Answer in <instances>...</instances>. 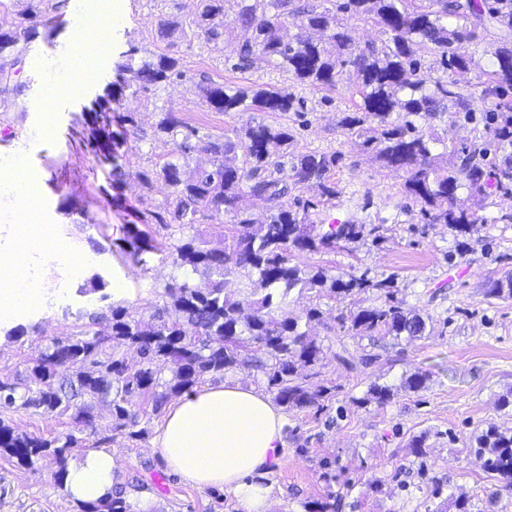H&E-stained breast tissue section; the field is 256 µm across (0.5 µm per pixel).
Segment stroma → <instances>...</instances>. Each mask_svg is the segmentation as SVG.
Returning a JSON list of instances; mask_svg holds the SVG:
<instances>
[{
    "label": "stroma",
    "mask_w": 512,
    "mask_h": 512,
    "mask_svg": "<svg viewBox=\"0 0 512 512\" xmlns=\"http://www.w3.org/2000/svg\"><path fill=\"white\" fill-rule=\"evenodd\" d=\"M107 2L112 11L101 14L100 21L113 27L110 48L82 94L56 103L50 136H38L41 103L50 89L44 71L53 53L69 47L78 0H60L26 46L24 89L8 124L0 123V162L24 161L40 176V224L60 251L94 254L93 263L78 276L61 260H35L36 272L54 288L27 310L0 313V380L23 377L54 339L76 334L81 327L77 312H104L112 306L142 312L163 304L168 284L181 278L173 262L179 238L168 229L149 225L161 244L153 252L131 255L124 242L128 225L138 223L144 204H162L167 187L160 182L147 187L134 179L113 185L109 166L87 146L91 129L82 112L115 80V66L129 42L153 54L170 48L185 75L161 90L123 101V108L135 111L139 131L128 135L121 155L142 169L169 153V146L152 136L161 107L203 139L241 125V116L209 109L195 88L201 78L292 89L305 101L302 116L263 112L259 118L293 130L295 151L340 153L334 174L339 194L318 207L316 221L380 228L379 238L367 236L333 251L309 253L301 264L389 281L406 308L430 318L429 333L414 340L344 336L350 354L361 361L356 370L346 369L330 354L315 366L313 382L335 386L336 394L322 407L285 412L281 460L264 479L270 512H306L315 502L329 504L330 512H438L442 507L456 512L447 504L452 493L468 498L470 512H512V486L490 477L482 459L468 450L482 430L512 427V408L499 403L512 391V299L485 294L488 279L512 270V195L494 197L482 211L485 224L463 237L446 225L424 223L400 174L381 168L338 125L341 112L358 99L352 69H345L332 91L297 84L285 70L263 62L234 71L225 65L222 47L189 36L171 48L160 37L159 12L185 17L194 12L196 0ZM97 273L108 284H123V294L105 296L89 289ZM313 306L324 318L311 326L318 337L325 334L324 323L355 308L349 296L316 300L306 293L294 296L289 310L301 316ZM18 325L26 327V334L7 337V330ZM417 371L428 377L425 388L405 390L404 379ZM374 382L391 387L393 395L385 404L366 402ZM9 422L17 432L46 438L73 429L69 416L33 408L11 413ZM161 422L158 415L141 417L140 434L132 437L113 431L109 418L96 420L94 429L84 433L83 447L70 458L79 460L99 448L115 453L117 483L132 512H142L146 498L151 512H241L233 493L197 487L168 470L153 446ZM420 434L427 437L426 454L418 458L408 442ZM57 469L51 455L29 469L0 452V512H76V502L55 480Z\"/></svg>",
    "instance_id": "1"
}]
</instances>
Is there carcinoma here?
<instances>
[{
  "mask_svg": "<svg viewBox=\"0 0 512 512\" xmlns=\"http://www.w3.org/2000/svg\"><path fill=\"white\" fill-rule=\"evenodd\" d=\"M17 0H0V112H11L16 103L6 94H18L23 62L20 44L37 35L34 22L56 8L55 0H23L26 7L11 9ZM237 16L224 20V0H197L194 13L181 16L159 13L162 37L177 39L192 33L210 45L224 47V62L234 70L256 61H275L301 85L333 90L350 66L356 74L361 102L345 112L340 127L363 139L383 168L402 174L407 195L420 205L428 224H446L468 234L486 223L477 210L496 191L512 193V0H337L335 8H320L304 0H238ZM378 26L385 39L357 45L348 21ZM250 32L245 41L233 38L236 26ZM298 32L288 33L289 26ZM502 32L490 68L480 71L473 91L463 92L459 77L478 68L470 47L481 40L487 26ZM142 49L128 42L116 65L118 80L85 108L95 134L89 147L110 175L121 182L134 176L145 186L165 184L169 194L159 209L141 213L143 224H159L180 234L190 232L175 246L174 263L185 279L167 286L166 302L148 314L111 308L109 334L81 330L56 339L43 357L27 368L24 378L0 384V451L32 468L48 453L59 468L55 478L64 484L67 456L79 447L72 433L47 439L19 434L4 419L18 409L34 408L44 414H70L77 427L92 428L101 417L96 402H107L112 430L137 432L139 415L160 414L169 398L192 393L206 379L224 378L242 367H252L265 379L275 401L287 411L315 405L336 390L313 384L298 367H314L323 361L325 348H336L334 357L349 370L341 332L354 336H391L409 340L424 335L425 318L406 309L382 281L353 272L334 275L322 267L302 266V254L333 250L340 243H354L368 233L380 238L379 227L334 224L330 230L312 219L313 210L336 198L338 189L331 172L339 163L337 152L291 150L293 133L248 118L241 126L205 142H196V129L183 124L173 112L159 109L154 139L173 145L171 154L156 169L127 171L119 163V147L128 129H137L136 112L116 119L114 105L128 95L138 98L174 79L183 77L180 60L167 53L141 56ZM432 54L444 76L432 83L420 77L424 54ZM198 94L215 112H299L304 101L294 92L273 86L229 87L202 78ZM447 117L449 125H471L479 136L470 144L447 145L448 130L427 133L414 118ZM120 130H112L114 122ZM442 150H437V146ZM209 156L205 164H191L192 154ZM313 192L296 202L283 199L294 190ZM467 196L461 197L460 191ZM265 204V216L257 219L242 206L244 198ZM224 249L192 233L197 224H224ZM130 254L157 249L154 238L133 224L127 230ZM255 274L244 283L241 274ZM198 275L204 287L189 283ZM385 292L378 304L364 305L361 295ZM253 297L249 313L242 312L235 293ZM305 292L357 296L358 307L334 318L322 340L310 336L308 326L321 319L317 307L300 319L288 311L290 299ZM486 295L512 299V272L491 278ZM136 350L141 362L127 364L123 348ZM171 377H161L163 369ZM392 390L373 383L364 402L380 405ZM140 402L133 409L132 401ZM477 453L485 457L487 472L512 484V428L490 427L479 439ZM80 512H131L123 490L96 503L80 504Z\"/></svg>",
  "mask_w": 512,
  "mask_h": 512,
  "instance_id": "1",
  "label": "carcinoma"
}]
</instances>
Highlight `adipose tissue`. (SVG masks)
<instances>
[{
	"label": "adipose tissue",
	"instance_id": "ef3b65f1",
	"mask_svg": "<svg viewBox=\"0 0 512 512\" xmlns=\"http://www.w3.org/2000/svg\"><path fill=\"white\" fill-rule=\"evenodd\" d=\"M37 177L18 164L0 165V192L11 196L20 225L15 246L0 251V309L40 303L48 287L32 267L36 256L56 253L54 240L36 230ZM284 417L270 396L224 381L172 402L155 438L167 466L198 487L232 492L242 512H268L262 485L284 448ZM116 484L110 452L93 451L69 463L64 488L71 499L92 503L110 497Z\"/></svg>",
	"mask_w": 512,
	"mask_h": 512
}]
</instances>
